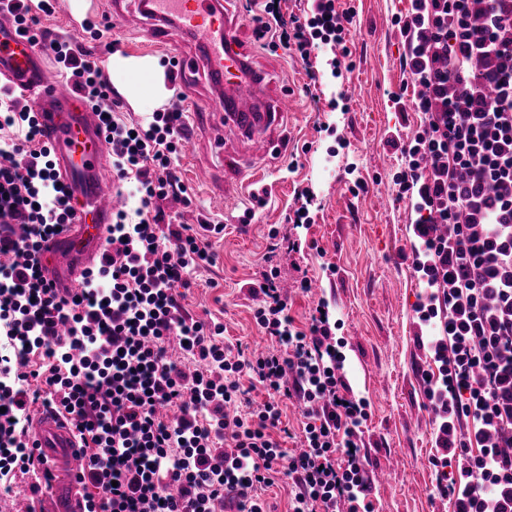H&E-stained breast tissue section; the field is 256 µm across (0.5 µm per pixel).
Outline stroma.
<instances>
[{
    "label": "stroma",
    "instance_id": "stroma-1",
    "mask_svg": "<svg viewBox=\"0 0 512 512\" xmlns=\"http://www.w3.org/2000/svg\"><path fill=\"white\" fill-rule=\"evenodd\" d=\"M335 6L352 16L345 47L313 49V82L299 56L256 38L261 5L226 0L239 17V40L264 73L271 95L291 94L298 110L283 125V152L267 177L271 193L258 201L243 192L222 210L212 206L208 189L196 179L198 167L220 163L215 132L203 120L188 127L174 167L192 204L166 201L162 208L177 223L198 227L211 241L215 261L191 271L181 304L193 319L223 324L225 344L251 349L271 345L255 323L257 301L249 292L261 272L276 271L295 329L308 326L318 301L328 302L336 334L347 342V380L366 404L360 431L368 468L386 475L370 494L376 512H454L452 497L439 494L437 485L442 475L457 476L458 463L449 461L444 469L432 463L441 454L435 443L439 420L424 378L438 368L414 311L423 291L411 250L410 226L417 215L392 187L393 174L404 165L392 143L411 139L425 121L410 106L414 86L403 63L406 38L396 23L411 2L335 0ZM87 20L105 25L103 38L83 30ZM40 25L103 68L115 52L168 64L169 47L115 27L105 2L56 0L53 14L41 17ZM210 85L205 66L196 64L178 76V93L167 102L190 113L192 103L209 99ZM303 191L312 200L311 222L296 228L290 218ZM217 224L222 233L214 232ZM273 228L306 240L303 254L274 249ZM303 275L312 284L306 293L294 286Z\"/></svg>",
    "mask_w": 512,
    "mask_h": 512
}]
</instances>
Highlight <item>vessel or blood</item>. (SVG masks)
<instances>
[{
  "label": "vessel or blood",
  "instance_id": "vessel-or-blood-1",
  "mask_svg": "<svg viewBox=\"0 0 512 512\" xmlns=\"http://www.w3.org/2000/svg\"><path fill=\"white\" fill-rule=\"evenodd\" d=\"M138 13L156 42L175 47L201 40L204 66L224 82L223 97L210 101L211 113L225 131L252 144L246 155L224 158L226 176L211 198L213 205H223L246 169L276 161L280 119L293 110L294 100L266 99L265 78L247 61L236 40L239 20L225 12L223 0H141ZM41 56V49L16 29L0 25V76L34 109L53 170L74 198L69 224L45 244L43 275L56 287L73 288L107 243L119 195L107 177L110 146L99 113L79 99L70 82L50 75ZM31 434L49 469L38 512H59L57 503L63 499L69 503L67 512H85L80 480L84 456L72 417L44 410L33 418Z\"/></svg>",
  "mask_w": 512,
  "mask_h": 512
}]
</instances>
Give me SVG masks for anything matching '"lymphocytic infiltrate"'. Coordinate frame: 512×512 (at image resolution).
Here are the masks:
<instances>
[{
	"label": "lymphocytic infiltrate",
	"mask_w": 512,
	"mask_h": 512,
	"mask_svg": "<svg viewBox=\"0 0 512 512\" xmlns=\"http://www.w3.org/2000/svg\"><path fill=\"white\" fill-rule=\"evenodd\" d=\"M53 11V0H40L8 14L99 106L112 167L134 181L140 205L115 213L80 288L49 286L44 244L72 216L71 195L32 107L0 86V475L38 470L28 424L42 405L76 418L88 512H216L219 502L265 512L254 491L279 473L294 484L292 512H370L364 403L351 395L328 313L293 329L275 273H262L251 288L261 298L255 319L279 348L243 359L221 342L222 324L187 317L176 290L214 254L192 225L163 230L157 210L169 198L188 201L171 167L183 113L121 121L96 61L45 34L39 16ZM263 12L258 39L305 62L316 43L342 45L351 21L335 0H313L307 19L284 15L274 0ZM401 23L412 105L426 123L402 146L406 165L393 183L418 215L412 250L429 291L416 311L437 329L430 347L442 379L426 387L441 419L436 445L459 452L455 512H512V0H412ZM452 82L468 94H450ZM441 224L452 234H438ZM173 337L194 368L170 358ZM245 375L274 395L247 418L228 412ZM281 396L303 404L296 454L271 435ZM465 419L466 432L457 427Z\"/></svg>",
	"instance_id": "lymphocytic-infiltrate-1"
}]
</instances>
